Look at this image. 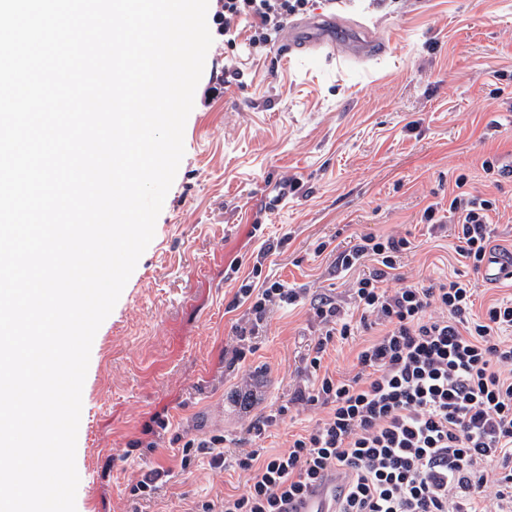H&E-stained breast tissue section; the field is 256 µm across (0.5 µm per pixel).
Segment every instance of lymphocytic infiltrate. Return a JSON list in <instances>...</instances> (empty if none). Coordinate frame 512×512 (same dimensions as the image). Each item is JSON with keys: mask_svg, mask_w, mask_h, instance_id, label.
<instances>
[{"mask_svg": "<svg viewBox=\"0 0 512 512\" xmlns=\"http://www.w3.org/2000/svg\"><path fill=\"white\" fill-rule=\"evenodd\" d=\"M310 0H223L225 35L248 28L250 48L272 49ZM428 204L423 223L447 224L456 253L480 271L498 252L493 202L465 189ZM416 249L408 238L366 233L338 258L352 272L351 309L329 299L313 308L315 377L286 403L251 421L261 436L292 414L322 417L284 451L240 449L242 492L194 512H289L338 476L335 512H512V297L477 306L474 282L443 275L409 282L399 269ZM253 266L233 304L244 307L234 333L259 335L274 311L297 305L302 289L262 278ZM372 331L348 376L324 371L336 341Z\"/></svg>", "mask_w": 512, "mask_h": 512, "instance_id": "lymphocytic-infiltrate-1", "label": "lymphocytic infiltrate"}]
</instances>
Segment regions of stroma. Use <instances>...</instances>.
Instances as JSON below:
<instances>
[{"instance_id":"35a3bbf8","label":"stroma","mask_w":512,"mask_h":512,"mask_svg":"<svg viewBox=\"0 0 512 512\" xmlns=\"http://www.w3.org/2000/svg\"><path fill=\"white\" fill-rule=\"evenodd\" d=\"M210 0L213 43L184 130L185 153L155 235L94 338L76 447V512H131L141 475L162 473L143 512H186L194 501L240 491L243 472L214 468L203 452L182 466L176 435L225 438L233 456L246 424L311 378L313 306L350 305L339 253L358 236L417 243L407 279L460 273L478 304L512 294L456 259L447 228L420 221L458 177L495 200L512 241V0H313L303 19L335 18L346 42L382 39L379 58L330 60L247 50L248 30L224 38ZM241 77L225 84V68ZM298 188L274 212L265 197ZM324 253H317L318 245ZM304 289L273 314L253 354L233 361L232 265Z\"/></svg>"}]
</instances>
